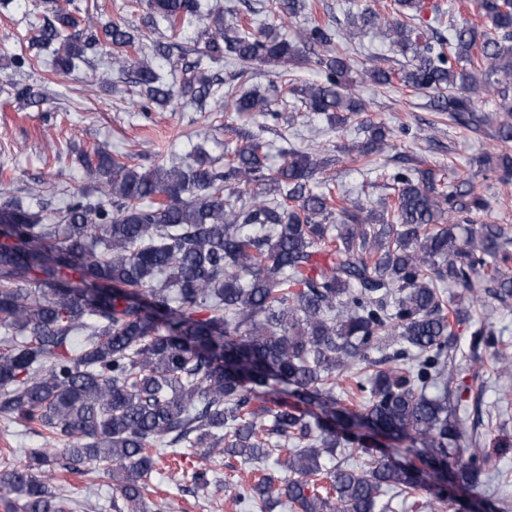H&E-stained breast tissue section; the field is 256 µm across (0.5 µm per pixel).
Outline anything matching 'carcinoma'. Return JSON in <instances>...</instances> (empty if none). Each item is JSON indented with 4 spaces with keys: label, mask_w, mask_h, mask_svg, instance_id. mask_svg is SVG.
I'll return each mask as SVG.
<instances>
[{
    "label": "carcinoma",
    "mask_w": 512,
    "mask_h": 512,
    "mask_svg": "<svg viewBox=\"0 0 512 512\" xmlns=\"http://www.w3.org/2000/svg\"><path fill=\"white\" fill-rule=\"evenodd\" d=\"M490 28L469 20L448 33L417 23L424 0H393L392 14L346 13V29L308 20L286 35L252 34L250 22L206 19L200 58L172 67V83L128 55L138 36L120 22L86 27L44 0L35 50L60 41L53 71L68 72L100 42L112 65L134 70L144 103L175 94L198 112L224 111L202 59L228 55L246 82L255 64L278 78L314 61L322 81L287 84L309 112L344 128L365 112L352 73L384 89L433 94V110L465 126L496 124L506 149L475 164L512 181V0H472ZM171 32L201 14L199 0H145ZM309 0H272L293 20ZM384 28L392 49L412 53L400 69L357 63L341 41ZM489 94L498 116L476 110ZM235 112L273 122L295 111L260 90L225 92ZM365 140L350 162L369 171L390 147L384 126L361 121ZM266 145L247 136L217 168L199 151L182 164L131 165L104 148L80 162L93 191L65 209L0 203V414L39 427L44 447L0 465L5 512H74L59 491L62 472L95 470L109 479L115 512H146L161 447L197 448L241 458L248 475L224 489L243 512H391L388 491L414 498L425 477L441 479L437 499L474 488L485 459L463 447L466 430L453 391V322L469 314L443 284L486 307L512 305V239L502 224L471 225L487 202L472 182L436 180L430 170L396 166L385 213L365 211L340 188L313 190L330 160L291 149L267 168ZM493 260L488 265L487 259ZM512 370V354L480 322L472 350ZM391 353L381 358L384 350ZM360 409L339 405L340 379ZM289 394L297 404L279 399ZM402 444L374 454L370 439ZM63 447L58 448L56 444ZM342 454L353 466L327 470ZM405 456V463L396 460ZM274 459L283 476L256 465Z\"/></svg>",
    "instance_id": "1"
}]
</instances>
